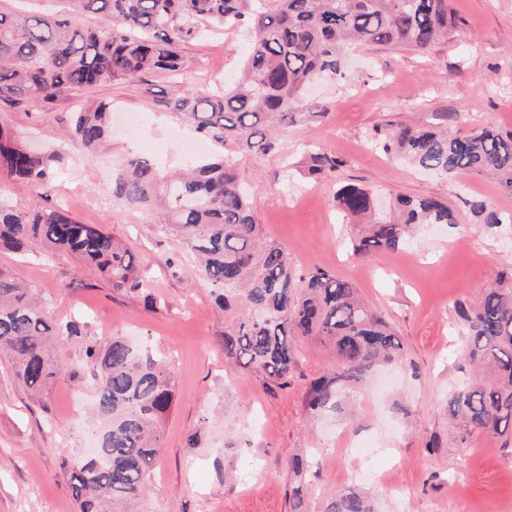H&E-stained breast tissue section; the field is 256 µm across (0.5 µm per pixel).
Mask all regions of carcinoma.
Segmentation results:
<instances>
[{
    "instance_id": "carcinoma-1",
    "label": "carcinoma",
    "mask_w": 512,
    "mask_h": 512,
    "mask_svg": "<svg viewBox=\"0 0 512 512\" xmlns=\"http://www.w3.org/2000/svg\"><path fill=\"white\" fill-rule=\"evenodd\" d=\"M72 12L104 19L82 30L65 14L23 16L0 8V99L42 105L76 88L162 72L177 78L188 67L187 44L232 28L252 34L241 78L227 86L178 88L163 99L177 119L209 139L212 158L161 178L148 161L132 157L116 174L112 193L144 209L161 206L166 224L200 261L216 305L231 314L220 344L224 358L258 376L275 395L290 387L296 341L326 348L335 365L312 380L305 407L312 415L342 409L346 394L377 367L400 361L404 346L388 322L352 283L324 271L299 273L286 248L260 239L250 195L239 176L240 156L276 147L273 133L287 110L323 74L346 77L342 50L351 45L426 50L458 33L449 0H67ZM112 106L100 102L70 116L72 137L89 150L112 135ZM390 154L439 175L474 173L495 179L512 194V131L476 127L466 134L405 125L377 137ZM51 157L0 126V171L16 181L44 184ZM375 194L348 184L336 193L345 214L367 223L353 253L399 251L413 224L459 223L435 198L399 196L393 216L378 213ZM483 224H511L487 200L469 203ZM33 245L69 253L96 269L116 289H139L135 254L93 224L56 209L0 204V248ZM454 312L467 338L466 358L483 381L448 393V416L462 433L512 432V275L497 279L474 302ZM80 326H56L48 311L16 278L0 270V358L40 394L64 374L52 354L60 336ZM84 362L95 381L91 424L99 456L80 458L69 477L78 512H111L146 495L159 460L163 424L175 401L174 371L148 347L122 336L102 345L86 340ZM323 512H373L350 489L334 494Z\"/></svg>"
}]
</instances>
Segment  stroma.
Instances as JSON below:
<instances>
[{
    "label": "stroma",
    "instance_id": "stroma-1",
    "mask_svg": "<svg viewBox=\"0 0 512 512\" xmlns=\"http://www.w3.org/2000/svg\"><path fill=\"white\" fill-rule=\"evenodd\" d=\"M449 7L458 38L426 50L350 48L348 79H320L289 108L276 150L239 164L263 233L284 245L303 273L320 269L353 283L404 345L405 361L354 392L350 415L313 419L305 408L307 383L332 366L320 346L298 341L294 384L283 394L267 393L254 375L226 361L212 288L163 229V210L113 197V170L125 157L166 171L186 164L172 136L179 123L160 104L169 76L83 87L43 107L0 103V121L16 136L57 152L46 184L0 173V200L63 208L123 240L138 259L142 287L129 291L66 253L0 250V269L37 288L60 322L85 325L101 342L144 341L174 364L176 404L142 512H323L332 493L354 486L368 494L374 512H512V439L462 435L445 410L449 389L471 376L454 304L477 298L512 264V224L488 230L468 202L484 198L512 215V195L477 174L415 168L373 142L404 125L512 131V0H449ZM250 42V32L237 28L188 44L184 84L232 81ZM100 101L114 108L106 154L86 151L66 132L68 113ZM128 113L144 120L134 138L123 132ZM317 154L336 159V169L311 175ZM347 183L384 199L437 198L461 222L421 227L400 251L356 257L354 226L336 207V192ZM83 343L79 336L59 341L56 355L69 374L41 401L0 360V512H75L67 470L88 445L94 389ZM433 434L442 446L431 454L425 444ZM296 457L308 463L298 508L288 498V464Z\"/></svg>",
    "mask_w": 512,
    "mask_h": 512
}]
</instances>
